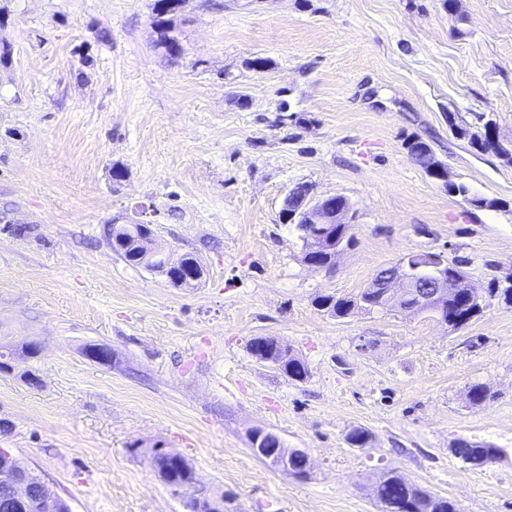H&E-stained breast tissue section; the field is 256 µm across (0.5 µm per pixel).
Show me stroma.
<instances>
[{
	"instance_id": "35a3bbf8",
	"label": "stroma",
	"mask_w": 512,
	"mask_h": 512,
	"mask_svg": "<svg viewBox=\"0 0 512 512\" xmlns=\"http://www.w3.org/2000/svg\"><path fill=\"white\" fill-rule=\"evenodd\" d=\"M153 5L0 0V448L72 512H187L141 441L241 512H382L372 484L389 470L459 512H512V305L456 330L316 305L411 254L465 260L481 293L512 274V0H188L174 55ZM488 119L501 152L470 143ZM412 136L507 209L430 179ZM300 184L352 205L355 244L332 272L282 219ZM114 222L195 255L201 284L124 262ZM258 336L287 343L307 378L253 356ZM475 384L492 400L470 404ZM256 428L306 449L308 478L259 460ZM355 428L364 447L346 441ZM460 440L503 454L473 470Z\"/></svg>"
}]
</instances>
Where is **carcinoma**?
Returning a JSON list of instances; mask_svg holds the SVG:
<instances>
[{"label": "carcinoma", "instance_id": "cac0c4a2", "mask_svg": "<svg viewBox=\"0 0 512 512\" xmlns=\"http://www.w3.org/2000/svg\"><path fill=\"white\" fill-rule=\"evenodd\" d=\"M169 0H155V24L160 32V44L171 51L177 48V40L170 35L169 15L167 7ZM153 228L143 224H124L120 230L106 228V240L112 242V251L122 260L132 266L140 265L137 253V243L143 239L153 238ZM317 306L336 317H345L354 309L362 307L358 298H337L325 295L318 298ZM483 307L471 302L468 298H448V321L452 328L458 329L479 316ZM266 342L273 355L288 354V362L297 363L300 368L288 372V377L303 380L308 375L307 365L303 360L290 352L288 345L274 337L259 336L249 342V347ZM461 450L468 452L472 469H479L493 462L501 455L498 448L474 445L466 440H459L453 448L457 453ZM148 457L154 463L157 471L164 476V483L176 489L190 490L197 482L196 472L189 461L181 455H168L151 446L147 451ZM374 498L382 505L384 512H458L457 505L444 496H440L420 485L408 482L393 472L383 473L373 490Z\"/></svg>", "mask_w": 512, "mask_h": 512}]
</instances>
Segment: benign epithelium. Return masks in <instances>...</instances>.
<instances>
[{
    "label": "benign epithelium",
    "instance_id": "benign-epithelium-1",
    "mask_svg": "<svg viewBox=\"0 0 512 512\" xmlns=\"http://www.w3.org/2000/svg\"><path fill=\"white\" fill-rule=\"evenodd\" d=\"M430 168L427 176L440 181L445 185L450 184V175L447 166L439 161L436 156L430 158ZM301 194L300 207L288 214V221L293 224H349L351 223L352 206L348 199L340 194L315 196L310 188L300 190L293 188L290 194ZM351 230L330 241V246L322 245L313 237L307 236V232L300 231L301 239L306 243V261L309 265L330 272L334 269V261L329 260L319 263L314 255L325 249L332 256L339 255L350 245ZM447 257H432L423 263L403 261L392 266L391 271L385 275V279L370 284V287L380 292L385 304L379 309L397 307L401 310L413 313H426L431 315L439 323L448 324V312L443 300L448 294L456 291V288L468 289L469 297L480 301L481 296L468 287L467 279L462 278L457 282L448 281ZM277 433L265 429H255L250 433L254 454L264 460L276 458L279 467L288 470V449L273 448L270 443ZM9 488L11 499L16 512H30L34 507L47 509H59V512H71L68 504L61 498H57L49 492L45 485L39 486V491L31 487L28 472L17 468L15 457L7 450L0 451V485Z\"/></svg>",
    "mask_w": 512,
    "mask_h": 512
}]
</instances>
